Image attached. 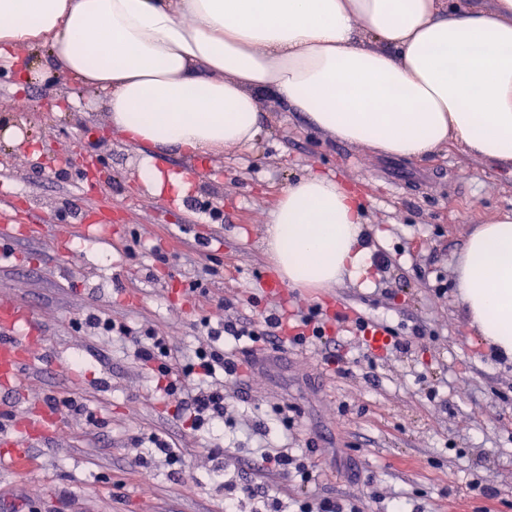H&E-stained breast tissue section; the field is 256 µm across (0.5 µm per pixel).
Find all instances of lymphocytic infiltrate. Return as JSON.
<instances>
[{
	"label": "lymphocytic infiltrate",
	"instance_id": "f902f5d3",
	"mask_svg": "<svg viewBox=\"0 0 512 512\" xmlns=\"http://www.w3.org/2000/svg\"><path fill=\"white\" fill-rule=\"evenodd\" d=\"M88 322L104 335L122 340L135 339L137 359L147 370L166 378V394L179 397L189 411L193 424L198 427L223 420L227 413L225 383L240 380L245 370L253 366L252 359L236 361L226 357L223 349L218 346L221 338L229 337L237 341L244 339L257 347L284 338L292 345L303 346L325 337L321 312L315 306L301 315L299 322L289 331L285 330L281 316L276 313L264 315L257 324L243 317L228 316L216 322L206 317L201 321L206 343L195 350L181 374L177 375L170 363L171 350L165 337L150 334L143 339L136 338L133 327L127 322L110 318L102 319L92 315ZM257 456L260 460L257 472L264 477L284 479L293 474L304 485L317 480L314 465L306 458L293 455L288 449L267 445L258 449Z\"/></svg>",
	"mask_w": 512,
	"mask_h": 512
}]
</instances>
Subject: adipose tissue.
Listing matches in <instances>:
<instances>
[{
	"label": "adipose tissue",
	"instance_id": "adipose-tissue-1",
	"mask_svg": "<svg viewBox=\"0 0 512 512\" xmlns=\"http://www.w3.org/2000/svg\"><path fill=\"white\" fill-rule=\"evenodd\" d=\"M39 46L102 95L155 194L188 185L156 151L250 146L260 90L386 155L425 160L453 144L512 166V0H0V67ZM264 245L292 288L370 269L358 194L322 175L280 192ZM456 282L476 335L512 360V211L473 228Z\"/></svg>",
	"mask_w": 512,
	"mask_h": 512
}]
</instances>
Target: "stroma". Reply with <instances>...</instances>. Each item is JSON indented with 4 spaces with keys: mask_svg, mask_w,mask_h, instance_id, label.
<instances>
[{
    "mask_svg": "<svg viewBox=\"0 0 512 512\" xmlns=\"http://www.w3.org/2000/svg\"><path fill=\"white\" fill-rule=\"evenodd\" d=\"M257 98L261 133L250 147L196 164L177 148L158 151L157 167L191 182L158 196L140 180L142 150L112 129L96 95L60 71L21 88L0 73V118L14 125L13 143L0 139V225L44 229L0 240L10 255L0 303L26 306L40 326L21 386L0 387V423L53 398L63 418L27 447L34 468L0 466V512H224L225 498L259 480L251 425L282 408L296 419L292 448L320 478L289 485L280 512L309 494L362 512H512V361L475 336L455 279L474 226L512 210V168L487 169L453 146L424 161L382 155L318 130L268 92ZM79 149L104 158L110 185L78 175L70 157ZM310 174L359 187L368 282H279L263 248L267 213ZM82 224L108 225L111 236L81 238ZM135 235L143 246L131 253ZM436 278L444 295L425 286ZM196 279L203 289H190ZM314 303L330 346L260 354L229 386L228 412L210 432L189 426L132 348L86 321L128 319L178 353L197 343L203 317L257 319ZM353 309L411 337V348L362 346L336 319ZM69 398L85 414L65 407ZM156 436L177 463L155 454ZM474 478L498 498L473 491Z\"/></svg>",
    "mask_w": 512,
    "mask_h": 512,
    "instance_id": "stroma-1",
    "label": "stroma"
}]
</instances>
